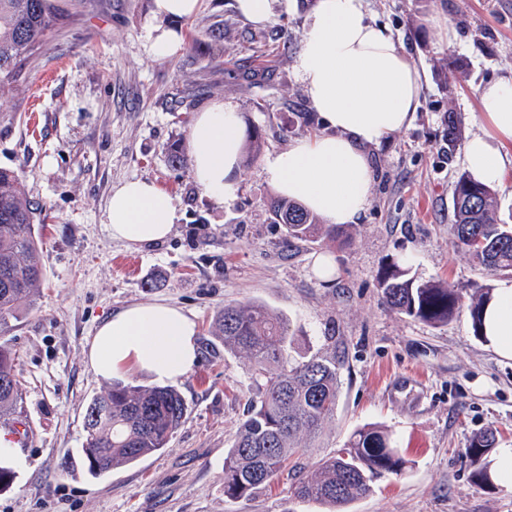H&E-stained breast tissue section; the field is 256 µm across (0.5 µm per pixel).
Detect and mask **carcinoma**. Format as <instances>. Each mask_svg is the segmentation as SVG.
Wrapping results in <instances>:
<instances>
[{
  "mask_svg": "<svg viewBox=\"0 0 512 512\" xmlns=\"http://www.w3.org/2000/svg\"><path fill=\"white\" fill-rule=\"evenodd\" d=\"M56 0H0V82L17 79L42 45L46 32L62 25ZM492 188L461 174L452 195L450 243L488 272H512V227L497 221ZM271 223L286 230L285 244L334 241L343 225L321 224L300 203L269 201ZM41 212L29 201L22 179L0 168V419L17 413L22 394L15 378V356L7 334L33 302L42 282L38 235ZM386 303L419 321L437 325L460 312L461 296L436 280H419L398 264L379 279ZM484 296L468 310L475 335H482ZM224 350L241 355L256 385L246 418L224 451V497L247 499L285 473L288 460L306 451L334 420L340 391L336 355H290L293 343L286 319L257 302L224 305L214 322ZM188 406L172 386L144 387L116 382L94 396L84 417L81 448L95 475L126 466L166 448L182 424ZM492 433L474 436L468 446L472 478L492 486L489 458L496 447ZM408 461L382 425L356 429L336 453L323 457L310 473L292 478L293 495L327 512H346L369 494L374 480L399 475Z\"/></svg>",
  "mask_w": 512,
  "mask_h": 512,
  "instance_id": "1",
  "label": "carcinoma"
}]
</instances>
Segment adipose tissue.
Returning a JSON list of instances; mask_svg holds the SVG:
<instances>
[{
	"mask_svg": "<svg viewBox=\"0 0 512 512\" xmlns=\"http://www.w3.org/2000/svg\"><path fill=\"white\" fill-rule=\"evenodd\" d=\"M196 7L197 0H152L155 59L181 43L166 21L190 17ZM294 68L324 131L269 154L264 177L326 223H357L374 182L368 150L411 124L422 74L393 35L370 19L365 0H316ZM474 95L482 129L467 139L464 162L475 180L493 187L512 167V77L480 84ZM188 148L199 189L218 201L231 199L243 148L236 107L215 102L198 112ZM175 211L174 199L153 183L128 181L108 202L109 230L119 240L153 244L170 234ZM483 329L498 357L512 360V281L500 282L487 300ZM197 339V324L183 310L165 302L134 304L97 328L87 359L103 378L134 370L157 383L175 382L197 363Z\"/></svg>",
	"mask_w": 512,
	"mask_h": 512,
	"instance_id": "ef3b65f1",
	"label": "adipose tissue"
}]
</instances>
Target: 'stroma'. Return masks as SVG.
<instances>
[{"mask_svg": "<svg viewBox=\"0 0 512 512\" xmlns=\"http://www.w3.org/2000/svg\"><path fill=\"white\" fill-rule=\"evenodd\" d=\"M66 19L47 33L25 77L0 98V167L19 173L42 209L43 281L10 332L22 390L20 418L36 432L12 449L0 512H322L277 478L254 497L224 496V450L253 395L247 362L225 351L212 324L225 303L256 301L287 318L297 353L342 352L336 416L306 473L358 427L390 429L410 468L377 479L349 512H512V491L471 479L475 434L494 430L512 447V362L475 336L468 311L431 326L388 306L379 277L390 264L446 282L463 300L491 292L482 271L448 241L452 189L477 132L474 88L512 76V0H366L372 18L402 42L425 77L411 124L371 150L375 183L347 243L284 244L269 221L277 191L266 155L321 132L294 63L312 0L254 25L235 0H199L180 21L182 45L149 52L151 0H58ZM444 12L457 37L428 24ZM234 104L259 154L243 150L233 199L218 202L174 169L167 144L186 143L203 107ZM459 137L448 142V122ZM131 179L174 198L170 235L150 245L113 239L106 207ZM336 262L332 282L317 256ZM165 302L193 316L199 360L175 387L189 411L167 448L98 476L80 457L90 399L109 382L85 351L97 327L137 303Z\"/></svg>", "mask_w": 512, "mask_h": 512, "instance_id": "stroma-1", "label": "stroma"}]
</instances>
